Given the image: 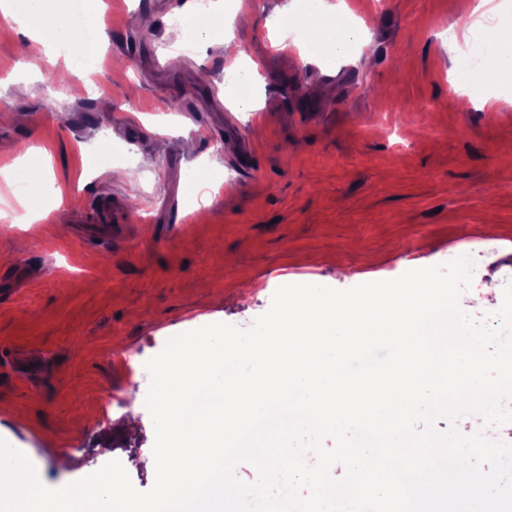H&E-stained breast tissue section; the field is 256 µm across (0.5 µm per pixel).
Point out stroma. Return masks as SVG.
<instances>
[{"label":"stroma","instance_id":"1","mask_svg":"<svg viewBox=\"0 0 512 512\" xmlns=\"http://www.w3.org/2000/svg\"><path fill=\"white\" fill-rule=\"evenodd\" d=\"M222 2V31L181 55L182 0H106L102 60L57 95L66 48L0 23V163L42 167L24 197L0 174V441L48 487L117 460L149 490L138 370L179 334L251 327L280 286L391 280L446 263L470 234L478 275L460 306L479 318L502 304L483 287L512 263V81H469L473 0H352L361 40L306 65L280 46L289 0ZM236 69L246 106L224 85ZM46 184L64 205L25 223ZM115 198L123 229L83 233Z\"/></svg>","mask_w":512,"mask_h":512}]
</instances>
